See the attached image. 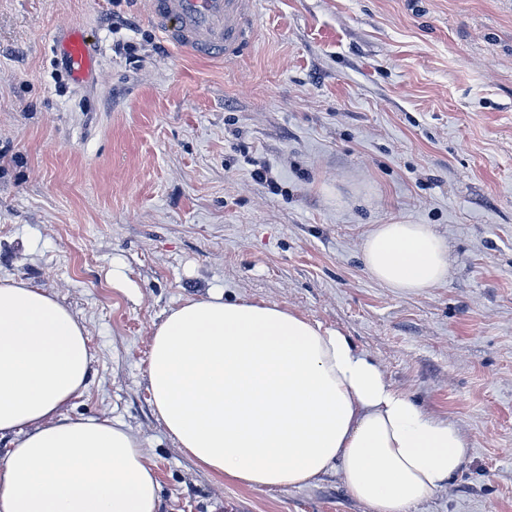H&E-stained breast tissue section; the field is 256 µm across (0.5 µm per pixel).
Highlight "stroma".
<instances>
[{"label": "stroma", "mask_w": 512, "mask_h": 512, "mask_svg": "<svg viewBox=\"0 0 512 512\" xmlns=\"http://www.w3.org/2000/svg\"><path fill=\"white\" fill-rule=\"evenodd\" d=\"M147 11L0 0V278L89 332L65 415L139 438L160 512H367L333 472L274 491L214 476L153 411L152 332L172 309L275 304L349 336L468 438L412 512H512V0H257L228 60L173 48ZM76 29L98 44L89 86L55 51ZM393 223L447 241L445 282L371 278L362 242Z\"/></svg>", "instance_id": "stroma-1"}]
</instances>
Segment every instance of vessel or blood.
<instances>
[{"mask_svg": "<svg viewBox=\"0 0 512 512\" xmlns=\"http://www.w3.org/2000/svg\"><path fill=\"white\" fill-rule=\"evenodd\" d=\"M148 7L163 39L200 58L238 56L253 34L248 20L254 0H148ZM60 50L76 82L95 76L98 51L88 36L72 34Z\"/></svg>", "mask_w": 512, "mask_h": 512, "instance_id": "b4317fda", "label": "vessel or blood"}]
</instances>
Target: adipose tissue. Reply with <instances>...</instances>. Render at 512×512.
I'll list each match as a JSON object with an SVG mask.
<instances>
[{"label":"adipose tissue","mask_w":512,"mask_h":512,"mask_svg":"<svg viewBox=\"0 0 512 512\" xmlns=\"http://www.w3.org/2000/svg\"><path fill=\"white\" fill-rule=\"evenodd\" d=\"M383 286L420 293L448 275L426 224H377L362 244ZM88 331L48 291L0 278V512H159V481L124 424L63 413L86 389ZM149 391L179 448L257 491L336 471L369 512H410L469 456L451 420L427 413L340 330L276 305L213 294L156 326Z\"/></svg>","instance_id":"ef3b65f1"}]
</instances>
